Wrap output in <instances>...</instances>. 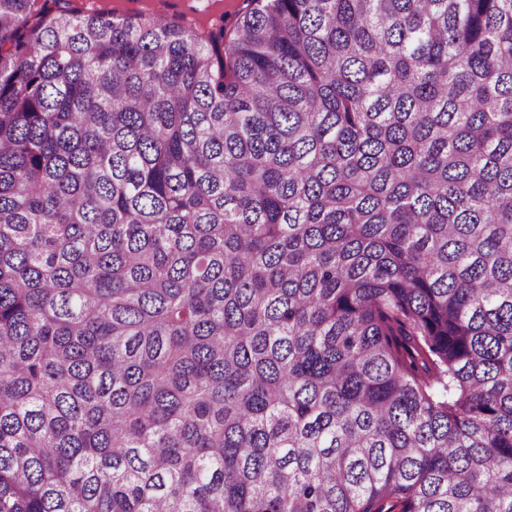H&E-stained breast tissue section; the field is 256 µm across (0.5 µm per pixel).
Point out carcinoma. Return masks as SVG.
<instances>
[{"label":"carcinoma","mask_w":512,"mask_h":512,"mask_svg":"<svg viewBox=\"0 0 512 512\" xmlns=\"http://www.w3.org/2000/svg\"><path fill=\"white\" fill-rule=\"evenodd\" d=\"M0 0V512H512V0ZM59 6L80 13L108 12L120 18H138L142 14L165 16L202 34H206L214 21L224 14L225 42L228 43L234 23L254 4L247 0H67L60 3L39 0L37 4L38 8L52 12Z\"/></svg>","instance_id":"cac0c4a2"}]
</instances>
